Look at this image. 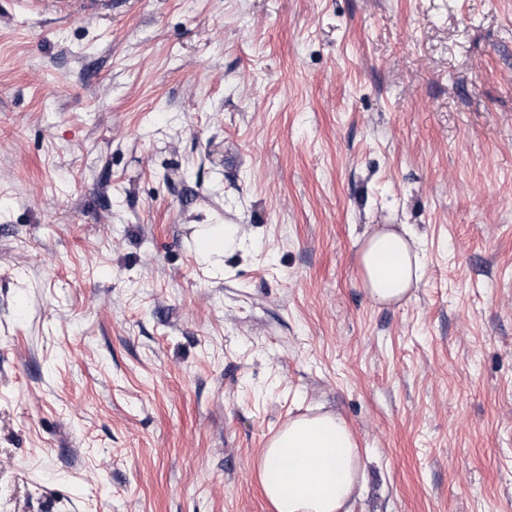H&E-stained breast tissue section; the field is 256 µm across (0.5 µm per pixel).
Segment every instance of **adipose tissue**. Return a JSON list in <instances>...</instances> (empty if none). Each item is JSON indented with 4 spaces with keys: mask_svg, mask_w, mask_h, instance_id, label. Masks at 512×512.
<instances>
[{
    "mask_svg": "<svg viewBox=\"0 0 512 512\" xmlns=\"http://www.w3.org/2000/svg\"><path fill=\"white\" fill-rule=\"evenodd\" d=\"M238 233L234 224L197 231V256L210 262L234 247ZM359 266L377 305L401 302L424 274L419 243L407 227L374 231L359 252ZM361 469L359 444L345 419L323 413L289 420L265 448L259 476L274 512H352Z\"/></svg>",
    "mask_w": 512,
    "mask_h": 512,
    "instance_id": "1",
    "label": "adipose tissue"
}]
</instances>
